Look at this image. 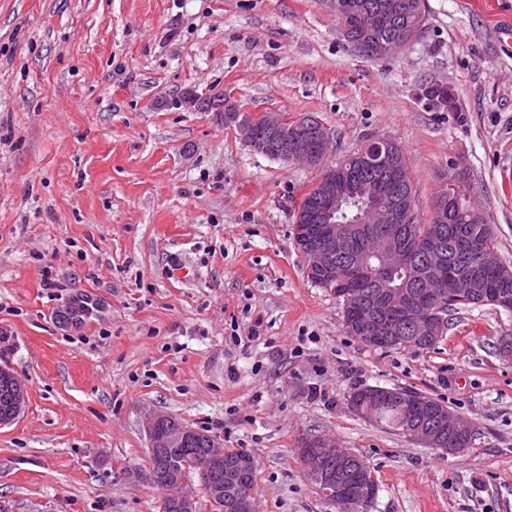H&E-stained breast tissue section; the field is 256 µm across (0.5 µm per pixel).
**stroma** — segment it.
Listing matches in <instances>:
<instances>
[{"mask_svg": "<svg viewBox=\"0 0 512 512\" xmlns=\"http://www.w3.org/2000/svg\"><path fill=\"white\" fill-rule=\"evenodd\" d=\"M426 15L375 59L320 0H0V365L28 391L0 429V512H160L148 412L253 456L257 512H337L295 453L324 434L375 477L361 512H512V313L453 314L425 351L348 336L292 240L319 169L181 100L315 117L332 164L397 142L423 222L462 161L512 266V0H426ZM430 81L461 116L420 101ZM363 386L443 402L473 423L469 446L451 456L356 415Z\"/></svg>", "mask_w": 512, "mask_h": 512, "instance_id": "1", "label": "stroma"}]
</instances>
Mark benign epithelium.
<instances>
[{
	"label": "benign epithelium",
	"mask_w": 512,
	"mask_h": 512,
	"mask_svg": "<svg viewBox=\"0 0 512 512\" xmlns=\"http://www.w3.org/2000/svg\"><path fill=\"white\" fill-rule=\"evenodd\" d=\"M320 2L338 18L341 35L344 40L360 53L368 48V41L375 39L373 49L379 58L391 57L406 49L416 41L424 31L425 18L420 17L409 31L402 36H387L385 31L394 27L403 13L410 9L411 4L405 0H379L369 8L359 6L354 0H320ZM265 125L272 131L273 143L259 139L253 123L242 121L235 130L243 140L257 153L265 154L273 149L276 156L283 162L300 163L307 167L318 168L330 155L331 138L324 126H313L316 145H309L299 127V122L289 119L277 112L263 115ZM336 170L326 168L322 181L326 189L322 200L316 208L313 219L315 225H296L294 245L308 263V270H316L330 278L336 277L334 258L342 240V234L336 230V210L345 199L346 189L336 184ZM395 181L394 166L391 155L379 161L378 175L363 184V193L367 197L368 207L358 223L360 224H406L414 214L413 203L399 197L391 191ZM448 212V197L440 192L432 204L433 223L445 222ZM380 268L391 271L399 268L415 269L411 254L405 242L397 234H391L379 241L375 251ZM441 305L427 291L417 295L414 307L407 310L408 317L416 327V339L428 341L440 332L443 317L440 315ZM357 327L362 338L374 345L385 341L395 333L394 327L379 320L372 310L366 309L357 317ZM0 378L13 387V402L4 413L0 414V428L12 424L24 411L26 388L7 368L0 366ZM423 408L418 405H404V434L421 444L431 448H446V452L455 455L464 450L463 441L472 433L471 423L456 417L446 408L430 411V423L418 421ZM164 416L150 414L145 418L144 430L152 448H180L188 443L193 430L181 427L176 431L164 432L161 426ZM452 424L455 431V444L445 446L443 432L447 424ZM336 453V443L326 436L316 445L315 452H309V446L299 445L297 457L301 462L309 480L323 488L322 494L330 499L338 512H355L356 507L369 502L373 496V475L370 469L357 464V473L361 474V488L357 494L347 492L350 475L345 462L336 467V474H331L323 461ZM248 457L241 458L232 464L224 461V439L211 437L210 454L195 463L199 473L207 476L212 473H224L233 479L250 464ZM165 483L179 488V492L169 497L171 512H196L197 497L190 489L191 480L187 474L173 470L163 474Z\"/></svg>",
	"instance_id": "7a95c632"
}]
</instances>
